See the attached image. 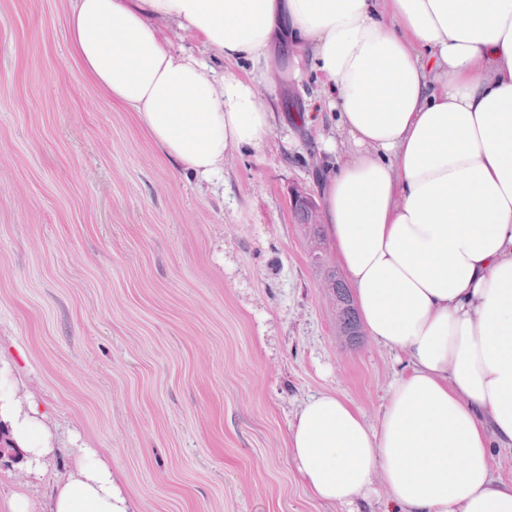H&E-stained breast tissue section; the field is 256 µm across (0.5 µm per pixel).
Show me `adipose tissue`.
Instances as JSON below:
<instances>
[{
    "label": "adipose tissue",
    "mask_w": 512,
    "mask_h": 512,
    "mask_svg": "<svg viewBox=\"0 0 512 512\" xmlns=\"http://www.w3.org/2000/svg\"><path fill=\"white\" fill-rule=\"evenodd\" d=\"M225 63L174 54L155 18ZM72 57L134 111L184 170L224 175L229 149H261L275 105L258 86L298 44L335 163L319 177L328 232L370 336L406 354L378 425L346 399L310 398L288 446L311 494L386 512H512V0H71ZM49 512H127L112 472L84 451Z\"/></svg>",
    "instance_id": "1"
}]
</instances>
